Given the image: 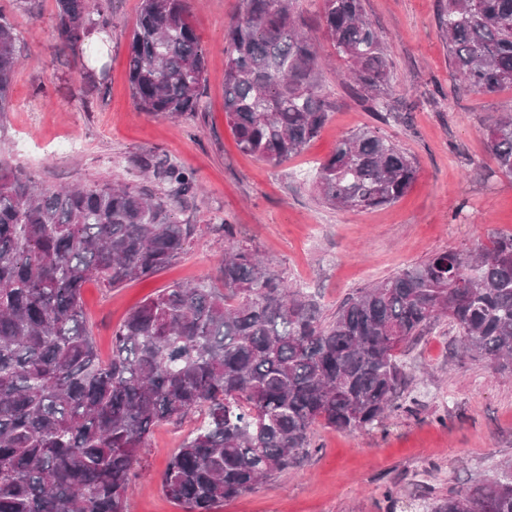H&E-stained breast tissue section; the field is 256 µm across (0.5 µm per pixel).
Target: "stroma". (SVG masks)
<instances>
[{
    "label": "stroma",
    "instance_id": "35a3bbf8",
    "mask_svg": "<svg viewBox=\"0 0 512 512\" xmlns=\"http://www.w3.org/2000/svg\"><path fill=\"white\" fill-rule=\"evenodd\" d=\"M238 0H189L207 55L198 111L172 119L139 111L128 83L130 32L140 0H107L112 25L101 52L90 43L60 49L54 0H0L26 58L0 116V157L43 185L123 183L140 188L137 158L151 154L196 177L179 218L196 232L167 269L112 290L89 282L85 313L102 358L112 333L145 298L177 283L214 285L224 227L268 257L279 276L314 295L331 314L348 295L446 249L472 251L512 231V178L487 147V126L512 113V89L486 95L449 78L445 0H362L390 63L388 118L341 80L333 57L322 89L332 112L299 156L273 166L242 153L224 112L225 31ZM370 128L418 163L396 203L372 210L325 205L316 167L343 136ZM460 336L441 320L400 360L408 384L380 426L339 432L315 427L313 452L299 466L216 512H422V498L466 493L512 462V371L461 357ZM182 428L157 425L128 491V512H186L160 490Z\"/></svg>",
    "mask_w": 512,
    "mask_h": 512
}]
</instances>
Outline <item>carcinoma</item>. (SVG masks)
<instances>
[{
    "instance_id": "cac0c4a2",
    "label": "carcinoma",
    "mask_w": 512,
    "mask_h": 512,
    "mask_svg": "<svg viewBox=\"0 0 512 512\" xmlns=\"http://www.w3.org/2000/svg\"><path fill=\"white\" fill-rule=\"evenodd\" d=\"M448 57L460 86L512 88V0H447ZM109 18L104 0H55L54 37L75 48ZM322 30L350 85L385 106L389 62L362 0H323ZM294 0H239L224 49V112L239 149L271 165L299 155L330 117L322 57ZM25 46L0 10V112ZM207 58L188 0H141L128 82L143 112L199 108ZM512 176V115L487 129ZM167 185L49 188L0 159V512H126L134 464L161 422L195 419L161 478L189 512H215L293 468L314 426L383 423L401 397L398 349L440 318L462 352L512 367V232L477 251L435 252L346 298L328 318L224 225L221 286L175 284L133 308L101 360L81 291L120 288L172 265L193 227L178 218L193 172L142 156ZM415 160L376 130L344 136L316 171L326 205H391ZM426 512H512V466Z\"/></svg>"
}]
</instances>
